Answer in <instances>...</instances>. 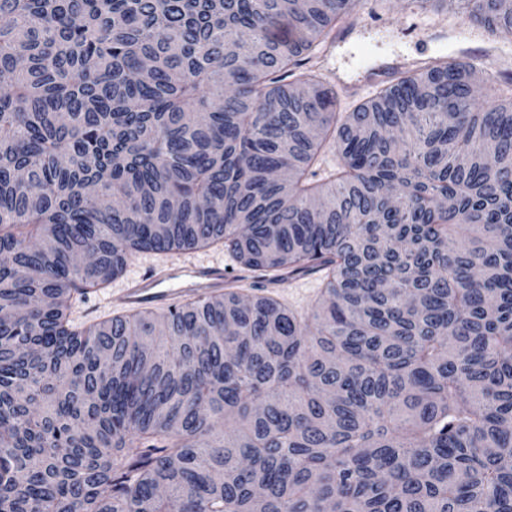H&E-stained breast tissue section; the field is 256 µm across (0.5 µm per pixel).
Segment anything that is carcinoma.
<instances>
[{"label": "carcinoma", "mask_w": 512, "mask_h": 512, "mask_svg": "<svg viewBox=\"0 0 512 512\" xmlns=\"http://www.w3.org/2000/svg\"><path fill=\"white\" fill-rule=\"evenodd\" d=\"M363 2L0 0V512H512V96L338 110L295 71ZM214 244L321 298L71 318Z\"/></svg>", "instance_id": "cac0c4a2"}]
</instances>
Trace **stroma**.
Instances as JSON below:
<instances>
[{
  "mask_svg": "<svg viewBox=\"0 0 512 512\" xmlns=\"http://www.w3.org/2000/svg\"><path fill=\"white\" fill-rule=\"evenodd\" d=\"M348 27L353 31L351 40L329 43L306 61L307 68L335 89L341 110H351L375 94V86L363 79L367 68L399 56L408 60L476 57L482 66L476 75L480 85L504 90L512 84V43L495 39L462 18L456 0H440L438 6L425 8L417 0H367L350 17ZM198 265L221 267L225 280L239 279L243 295L273 296L300 313L311 311L323 288L317 273L296 275L276 284L264 281L220 246L171 254L146 253L133 259L106 290L76 305L72 317L75 322L90 324L125 313L121 300L125 288L149 272L170 275L169 301L183 302L187 282L181 272Z\"/></svg>",
  "mask_w": 512,
  "mask_h": 512,
  "instance_id": "1",
  "label": "stroma"
}]
</instances>
